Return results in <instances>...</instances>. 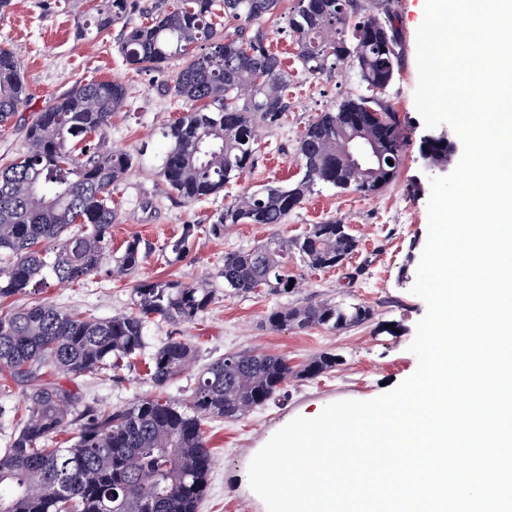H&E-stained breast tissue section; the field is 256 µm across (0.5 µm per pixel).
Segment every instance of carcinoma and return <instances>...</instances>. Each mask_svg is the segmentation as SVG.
Listing matches in <instances>:
<instances>
[{
  "mask_svg": "<svg viewBox=\"0 0 512 512\" xmlns=\"http://www.w3.org/2000/svg\"><path fill=\"white\" fill-rule=\"evenodd\" d=\"M390 0H307L288 19L299 59L308 73L328 59L352 61L362 82L378 89L376 112L349 98L308 124L297 144L303 169L293 185H267L211 216L207 231L221 237L236 224H281L317 184L373 195L395 176L406 149L405 129L385 91L399 71L402 40ZM278 0H222L224 17L236 22L219 35L210 22L216 0H182L174 10L126 32L121 51L139 70L159 69L180 58L174 95L197 106L164 132L159 172L169 197L191 202L217 196L224 185L252 168L257 128L278 123L288 111L285 75L252 22L272 13ZM130 0H102L79 38L98 35L130 12ZM197 44L201 54L190 53ZM17 56L0 48V127L23 103ZM127 98L112 81L74 86L27 129L26 147L0 170V297L27 292L49 279L77 283L107 261L113 273L132 275L147 261L150 244L133 236L112 254V184L138 164L127 152L102 151L90 135H105ZM359 121L382 157L368 177L340 169L336 141ZM448 144L421 140L420 152L440 165ZM393 164H388L387 160ZM197 225L187 224L162 246L170 264L187 259ZM357 240L348 226L328 220L293 240L224 253V290L247 296L261 282L285 292L293 275L288 258L311 269H332L348 259ZM133 310L108 319L84 317L51 303L18 311L0 308V394L21 391L26 414L0 452V512H198L212 465L204 423L236 419L270 401L291 378L330 373L340 358L322 352L300 366L280 355L233 352L212 361L185 403L166 396L196 356L186 340L170 337L147 357L155 393L120 409L87 403L59 378L71 382L112 367L147 348L154 321L179 326L215 301L211 288L174 279L137 281ZM362 304L310 301L272 310L277 330L321 327L341 332L372 319ZM74 434L68 448L51 447L59 433Z\"/></svg>",
  "mask_w": 512,
  "mask_h": 512,
  "instance_id": "obj_1",
  "label": "carcinoma"
}]
</instances>
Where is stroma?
Wrapping results in <instances>:
<instances>
[{
    "label": "stroma",
    "mask_w": 512,
    "mask_h": 512,
    "mask_svg": "<svg viewBox=\"0 0 512 512\" xmlns=\"http://www.w3.org/2000/svg\"><path fill=\"white\" fill-rule=\"evenodd\" d=\"M179 2L133 0L126 19L89 40L78 38L77 26L95 15L102 0H12L9 13L0 17V47L15 51L25 87L23 104L7 127L0 128V169L17 160L28 123L60 95L78 83L115 81L130 87L131 93L113 116L103 147L132 153L138 164L112 188L117 211L113 247L139 236L158 248L179 234L183 225L199 227L190 255L178 264H166L156 251L136 276L112 275L105 265L82 282L52 280L38 290L0 298V306L14 308L42 301L105 319L130 309L136 279L169 276L189 283L208 279L217 291L215 303L178 330L196 346L197 357L168 390L177 400L188 399L204 367L228 352L281 355L293 364L324 351L338 355L335 371L314 380L289 382L267 405L245 417L210 419L204 425L212 470L199 512H267L264 502L245 483L258 448L295 417H310L340 400H373L386 388L397 387L418 367L409 346L426 313L425 302L411 292L428 238L429 195L413 191L415 181H430L418 162L420 139L427 128L414 102L416 32L424 18L425 0L396 3L404 59L387 98L404 119L410 140L396 177L370 196L315 186L282 224H238L220 238L207 232L209 216L265 184L299 180L302 167L296 147L307 125L339 102L364 93L365 88L350 65L315 75L303 69L287 25L298 0H280L276 10L255 26L263 31L266 46L280 58L287 74V112L277 125L259 127L255 165L225 185L220 195L191 203L172 200L161 192L158 172L165 150L162 131L184 108L172 92L181 63L173 60L162 70L141 71L126 61L120 46L129 27ZM329 219L347 224L358 241L356 251L342 266L313 270L292 259L288 267L298 279V288L279 293L264 290L247 297L225 293L219 275L225 252L251 248L274 236L294 239ZM322 299L366 304L375 315L369 323L343 332L320 328L277 331L267 321L274 308ZM76 388L84 401L114 409L150 393L152 384L139 358L132 368L117 373L107 368L79 378Z\"/></svg>",
    "instance_id": "35a3bbf8"
}]
</instances>
